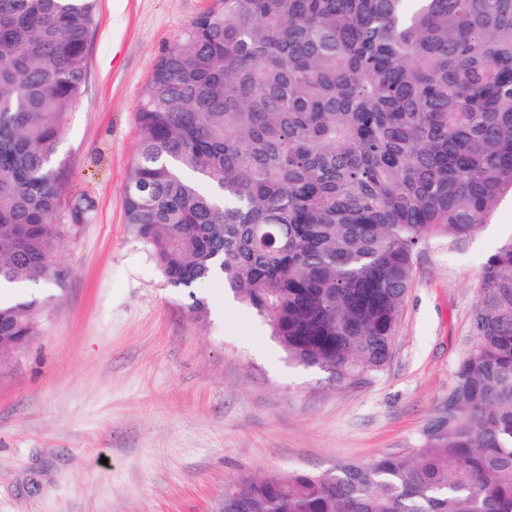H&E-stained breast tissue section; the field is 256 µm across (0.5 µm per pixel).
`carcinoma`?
Segmentation results:
<instances>
[{"mask_svg":"<svg viewBox=\"0 0 512 512\" xmlns=\"http://www.w3.org/2000/svg\"><path fill=\"white\" fill-rule=\"evenodd\" d=\"M96 0H0V361L58 284L61 122ZM126 223L167 285L219 280L288 362L338 386L389 363L417 249L512 193V0H212L137 112ZM409 458L224 485L223 512H512V239Z\"/></svg>","mask_w":512,"mask_h":512,"instance_id":"1","label":"carcinoma"}]
</instances>
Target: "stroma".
Listing matches in <instances>:
<instances>
[{"label":"stroma","mask_w":512,"mask_h":512,"mask_svg":"<svg viewBox=\"0 0 512 512\" xmlns=\"http://www.w3.org/2000/svg\"><path fill=\"white\" fill-rule=\"evenodd\" d=\"M210 0H97L84 92L63 120L56 254L40 331L0 364V512H214L225 483L407 457L473 343L484 263L512 197L468 239L421 246L391 360L339 387L290 365L218 285L189 314L125 219L136 113L162 52ZM91 209L72 222L70 205Z\"/></svg>","instance_id":"35a3bbf8"}]
</instances>
